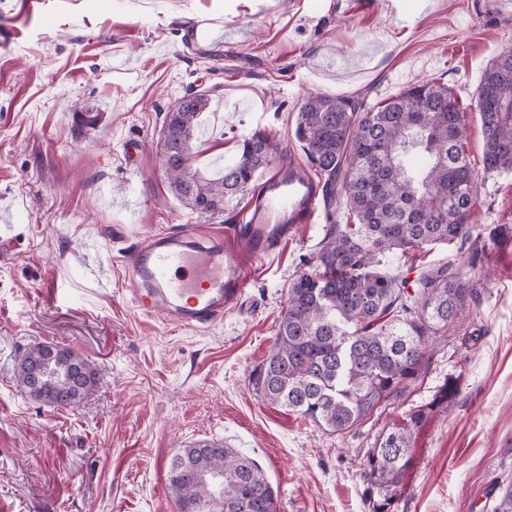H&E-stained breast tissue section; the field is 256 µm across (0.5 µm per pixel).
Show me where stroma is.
Masks as SVG:
<instances>
[{
	"label": "stroma",
	"instance_id": "35a3bbf8",
	"mask_svg": "<svg viewBox=\"0 0 512 512\" xmlns=\"http://www.w3.org/2000/svg\"><path fill=\"white\" fill-rule=\"evenodd\" d=\"M197 17L216 39L191 42ZM2 25L13 34L0 35V512H174L170 458L202 440L257 460L277 512H369L366 452L451 374L455 406L415 434L396 512H493L512 482V246L492 250L483 232L512 225V173L484 181L476 250L381 256L379 271L399 277L456 263L478 289L409 395L343 436L262 402L248 381L323 225H302L238 304L198 329L138 310L122 256L155 233L238 221L241 203L200 215L168 189L163 116L190 90L210 98L195 165L212 177L257 129L304 161L294 128L307 94L377 108L420 81L458 97L464 150L481 168L473 95L512 45V0H40L31 11L0 0ZM77 108L100 123L77 127ZM39 343L97 367L78 408L18 382V353Z\"/></svg>",
	"mask_w": 512,
	"mask_h": 512
}]
</instances>
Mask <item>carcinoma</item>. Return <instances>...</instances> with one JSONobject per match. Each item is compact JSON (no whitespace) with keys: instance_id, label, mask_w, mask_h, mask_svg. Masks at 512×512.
<instances>
[{"instance_id":"carcinoma-1","label":"carcinoma","mask_w":512,"mask_h":512,"mask_svg":"<svg viewBox=\"0 0 512 512\" xmlns=\"http://www.w3.org/2000/svg\"><path fill=\"white\" fill-rule=\"evenodd\" d=\"M486 175L512 173V48L501 51L475 89ZM207 92L178 98L165 113L162 160L173 196L197 214L224 213L270 162L269 135L256 130L235 163L216 179L193 167L195 134ZM363 100L311 95L294 137L313 168L327 176V212L345 209L352 224H327L308 268L288 286V305L267 358L249 375L262 401L297 411L344 435L379 404L398 398L426 374L428 346L462 321L475 285L455 263L404 278L375 269L379 255L472 239L470 216L482 186L463 150L467 123L455 93L414 84L373 111ZM96 366L68 346L38 344L17 359L29 395L75 408L95 385ZM459 392L448 376L431 400L382 431L365 462L372 512H394L416 431L446 413ZM175 512H276V493L257 461L218 441L178 449L169 465ZM493 512H512V483L498 489Z\"/></svg>"}]
</instances>
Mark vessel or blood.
<instances>
[{"instance_id": "vessel-or-blood-1", "label": "vessel or blood", "mask_w": 512, "mask_h": 512, "mask_svg": "<svg viewBox=\"0 0 512 512\" xmlns=\"http://www.w3.org/2000/svg\"><path fill=\"white\" fill-rule=\"evenodd\" d=\"M324 208L316 183L272 172L241 223L221 232L192 226L178 234L158 233L126 254L133 299L144 313L165 315L181 327L213 323L246 293V262L269 257L299 225L316 223Z\"/></svg>"}]
</instances>
